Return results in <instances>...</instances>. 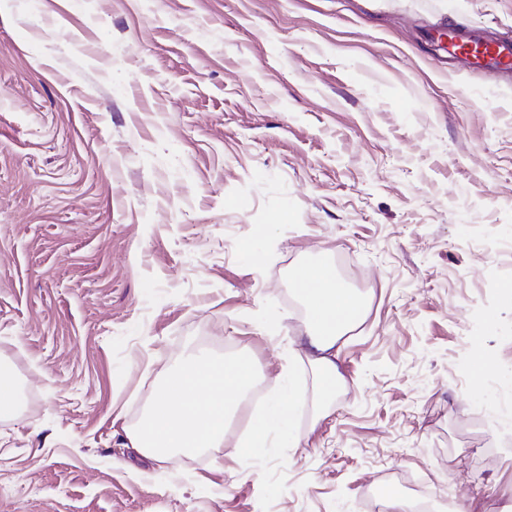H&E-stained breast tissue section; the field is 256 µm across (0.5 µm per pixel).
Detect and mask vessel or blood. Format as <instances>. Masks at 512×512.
I'll use <instances>...</instances> for the list:
<instances>
[{
    "mask_svg": "<svg viewBox=\"0 0 512 512\" xmlns=\"http://www.w3.org/2000/svg\"><path fill=\"white\" fill-rule=\"evenodd\" d=\"M446 38L449 56L461 67L512 76V38H485L455 29L449 30Z\"/></svg>",
    "mask_w": 512,
    "mask_h": 512,
    "instance_id": "obj_1",
    "label": "vessel or blood"
}]
</instances>
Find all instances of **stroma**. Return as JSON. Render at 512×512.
<instances>
[{
    "label": "stroma",
    "mask_w": 512,
    "mask_h": 512,
    "mask_svg": "<svg viewBox=\"0 0 512 512\" xmlns=\"http://www.w3.org/2000/svg\"><path fill=\"white\" fill-rule=\"evenodd\" d=\"M448 26L512 36V0H0V365L35 402L0 512H369L387 470L503 512L512 85L449 70ZM315 261L366 302L336 404L235 452ZM190 347L263 398L157 461L128 432Z\"/></svg>",
    "instance_id": "35a3bbf8"
}]
</instances>
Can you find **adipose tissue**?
Returning a JSON list of instances; mask_svg holds the SVG:
<instances>
[{
  "label": "adipose tissue",
  "mask_w": 512,
  "mask_h": 512,
  "mask_svg": "<svg viewBox=\"0 0 512 512\" xmlns=\"http://www.w3.org/2000/svg\"><path fill=\"white\" fill-rule=\"evenodd\" d=\"M291 282L306 312L300 356L312 368V399L322 408L335 398L336 344L359 321L364 304L358 295L341 288L323 263L304 264L292 274ZM256 380L249 355L189 356L167 376L150 412L130 432L133 447L164 461L178 453L221 446L231 413ZM301 397L295 385L283 386L280 395L254 416L247 447H264L274 433L289 447H297L289 420Z\"/></svg>",
  "instance_id": "1"
}]
</instances>
